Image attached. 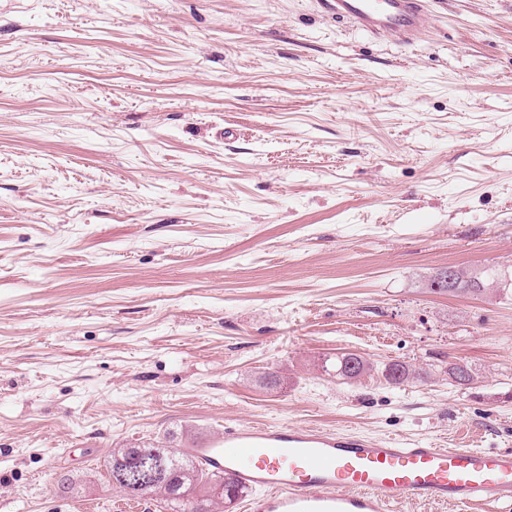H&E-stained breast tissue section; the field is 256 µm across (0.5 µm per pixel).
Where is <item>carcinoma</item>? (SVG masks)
<instances>
[{
	"mask_svg": "<svg viewBox=\"0 0 512 512\" xmlns=\"http://www.w3.org/2000/svg\"><path fill=\"white\" fill-rule=\"evenodd\" d=\"M490 285L495 286L504 295L512 294V273L504 276L487 268L461 270L459 271V288L456 292L482 293ZM369 370L370 365L367 361L354 353L338 357L333 363L336 376L347 381H357ZM447 373L457 386H466L471 381V374L461 364H448ZM382 375L390 385L425 380L424 374L398 360L385 365ZM142 457L161 461L167 468V476L163 480L141 488L139 495L155 498L161 504V508L168 512H224L226 503L234 502L245 494V490L239 488L231 478H218L200 470L194 458L184 448L142 445L137 448L113 450L107 463L112 484L127 495L132 494V491L116 474V466L122 462L133 465ZM218 487L224 489L223 494L215 493Z\"/></svg>",
	"mask_w": 512,
	"mask_h": 512,
	"instance_id": "obj_1",
	"label": "carcinoma"
}]
</instances>
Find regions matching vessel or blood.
I'll return each instance as SVG.
<instances>
[{"mask_svg":"<svg viewBox=\"0 0 512 512\" xmlns=\"http://www.w3.org/2000/svg\"><path fill=\"white\" fill-rule=\"evenodd\" d=\"M332 20L415 40L423 0H317ZM199 466L250 495L247 512H391L428 500L512 512V450L404 447L311 425L225 424L192 451Z\"/></svg>","mask_w":512,"mask_h":512,"instance_id":"b4317fda","label":"vessel or blood"}]
</instances>
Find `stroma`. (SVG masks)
<instances>
[{"instance_id":"1","label":"stroma","mask_w":512,"mask_h":512,"mask_svg":"<svg viewBox=\"0 0 512 512\" xmlns=\"http://www.w3.org/2000/svg\"><path fill=\"white\" fill-rule=\"evenodd\" d=\"M426 12L0 0V512L122 499L113 449L186 426L512 450V299L426 286L512 269V0ZM423 0H318L321 12L332 20L372 36L415 40L424 30ZM369 370L370 365L367 361L354 353L337 357L336 362L333 363V371L336 372V377L347 381H357ZM382 375L390 385H402L409 383L411 380H416L417 382L425 380L423 373L412 369L410 365L398 360L385 365Z\"/></svg>"}]
</instances>
